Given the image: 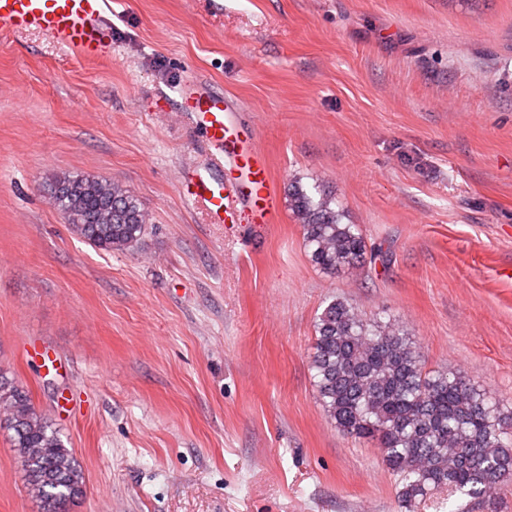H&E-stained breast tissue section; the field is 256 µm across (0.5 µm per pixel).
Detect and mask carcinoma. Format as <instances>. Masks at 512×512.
Here are the masks:
<instances>
[{
  "instance_id": "cac0c4a2",
  "label": "carcinoma",
  "mask_w": 512,
  "mask_h": 512,
  "mask_svg": "<svg viewBox=\"0 0 512 512\" xmlns=\"http://www.w3.org/2000/svg\"><path fill=\"white\" fill-rule=\"evenodd\" d=\"M52 199L73 232L101 250L122 251L146 231L137 198L118 183L64 175ZM288 209L321 270L341 273L364 261L365 239L356 225L342 223L330 193L313 196L295 181ZM311 367L322 408L342 434L376 442L398 477L399 506L406 512L443 492L489 501L512 483V412L502 413L452 371H425L400 326L366 322L336 298L318 318ZM0 429L11 432L27 489L43 512H70L83 495L82 468L29 392L3 372Z\"/></svg>"
}]
</instances>
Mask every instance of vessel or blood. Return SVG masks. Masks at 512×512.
<instances>
[{"label": "vessel or blood", "mask_w": 512, "mask_h": 512, "mask_svg": "<svg viewBox=\"0 0 512 512\" xmlns=\"http://www.w3.org/2000/svg\"><path fill=\"white\" fill-rule=\"evenodd\" d=\"M25 31L44 33L84 59L116 53L108 0H0V33ZM177 94L180 114L210 149L208 165L183 177L184 197L214 224L278 223L281 205L269 162L254 130L240 122L238 102L196 77Z\"/></svg>", "instance_id": "b4317fda"}]
</instances>
